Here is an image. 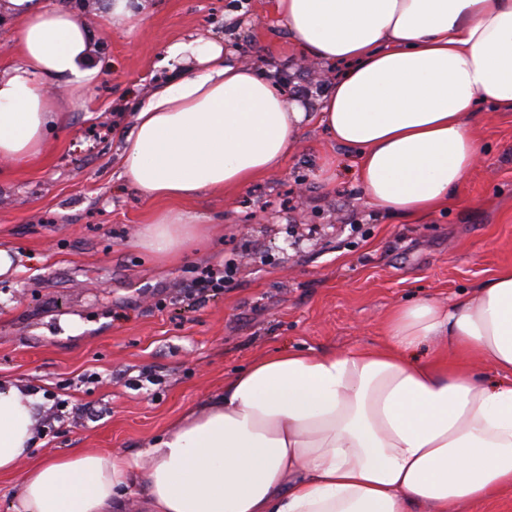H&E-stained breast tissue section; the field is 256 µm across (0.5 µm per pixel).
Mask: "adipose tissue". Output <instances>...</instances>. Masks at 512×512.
Here are the masks:
<instances>
[{
	"instance_id": "ef3b65f1",
	"label": "adipose tissue",
	"mask_w": 512,
	"mask_h": 512,
	"mask_svg": "<svg viewBox=\"0 0 512 512\" xmlns=\"http://www.w3.org/2000/svg\"><path fill=\"white\" fill-rule=\"evenodd\" d=\"M18 27L0 74V161L41 156L59 114L49 87L93 83L87 24L63 0H0ZM292 47L344 71L307 111L223 40L169 45L173 78L139 97L120 177L172 201L136 241L170 261L204 242L179 200L277 170L310 124L355 154V180L394 219L451 201L484 159L480 102L512 112V0H274ZM381 347L270 351L141 451L32 461L40 394L0 387V474L12 512H453L512 491V266L441 303L385 317ZM483 363L492 380L480 378Z\"/></svg>"
}]
</instances>
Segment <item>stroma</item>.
Segmentation results:
<instances>
[{"label":"stroma","mask_w":512,"mask_h":512,"mask_svg":"<svg viewBox=\"0 0 512 512\" xmlns=\"http://www.w3.org/2000/svg\"><path fill=\"white\" fill-rule=\"evenodd\" d=\"M67 2L100 74L60 99L42 156L0 162V246L26 258L0 275V380L41 391L38 456L137 452L268 351L380 346L393 307L448 301L512 265V112L487 103L472 122L485 161L421 221L369 205L351 150L313 124L277 171L187 201L211 222L207 249L157 260L133 237L164 204L121 186L116 154L136 98L170 75L166 47L231 40L260 72L286 67L285 92L312 104L338 67L291 46L274 0H152L133 30L108 26L99 0ZM228 267L224 290L189 288L193 272Z\"/></svg>","instance_id":"35a3bbf8"}]
</instances>
